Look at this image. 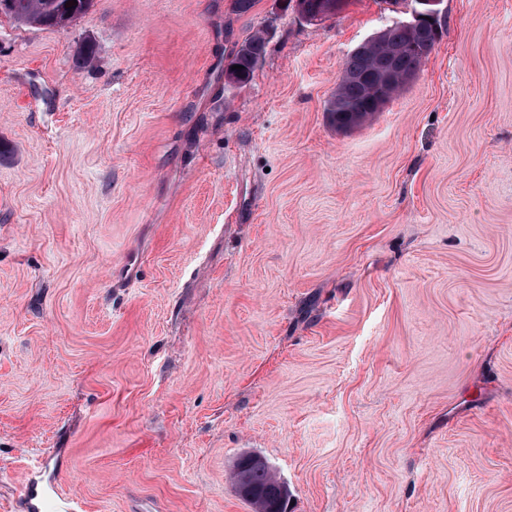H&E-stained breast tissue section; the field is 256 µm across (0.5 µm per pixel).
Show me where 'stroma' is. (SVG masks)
I'll use <instances>...</instances> for the list:
<instances>
[{"mask_svg":"<svg viewBox=\"0 0 512 512\" xmlns=\"http://www.w3.org/2000/svg\"><path fill=\"white\" fill-rule=\"evenodd\" d=\"M443 9L346 131L343 63L402 0L0 14V512L43 461L87 512H252L246 452L288 512H512V0ZM284 10L292 13H300V17L306 22L323 21L324 13L329 0H283ZM265 50V37L261 34H255L243 41L242 44L234 50L232 59L226 69L232 68L233 65H241V70H235L239 74L240 84L244 85L250 81L256 66L265 54ZM248 484L262 492L268 500H284L288 505V486L280 480L274 469L254 465L246 471Z\"/></svg>","mask_w":512,"mask_h":512,"instance_id":"1","label":"stroma"}]
</instances>
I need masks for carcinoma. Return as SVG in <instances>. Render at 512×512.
I'll list each match as a JSON object with an SVG mask.
<instances>
[{
    "mask_svg": "<svg viewBox=\"0 0 512 512\" xmlns=\"http://www.w3.org/2000/svg\"><path fill=\"white\" fill-rule=\"evenodd\" d=\"M6 13L21 23L64 28L74 19L87 12L94 0H77L75 5H66L67 0H3ZM284 10L300 14L306 22L325 20L329 0H283ZM444 22L423 18L414 25L394 21L375 33L369 47L351 53L342 67V74L352 73L355 78L339 79L336 90L326 104L338 129H350L362 124L376 110L379 95L390 101L398 96L416 76L423 62L429 57L441 39ZM266 50V39L255 34L242 42L233 54L228 66L240 65L238 71L241 84L250 81L254 70ZM389 70L397 81L382 86L377 74ZM248 484L262 492L269 500H288V486L275 471L254 465L246 471Z\"/></svg>",
    "mask_w": 512,
    "mask_h": 512,
    "instance_id": "cac0c4a2",
    "label": "carcinoma"
}]
</instances>
